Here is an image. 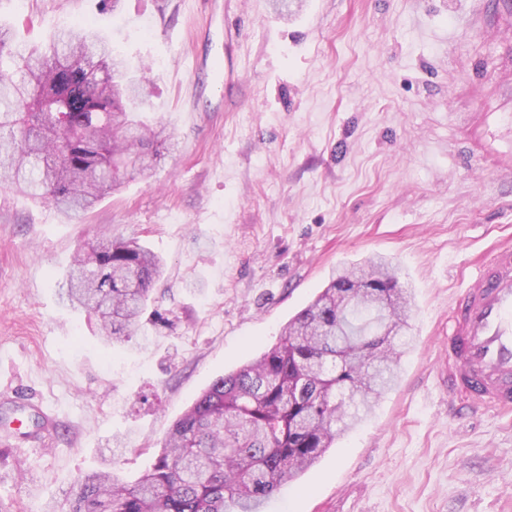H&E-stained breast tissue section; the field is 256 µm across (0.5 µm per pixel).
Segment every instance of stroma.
<instances>
[{
    "label": "stroma",
    "instance_id": "obj_1",
    "mask_svg": "<svg viewBox=\"0 0 512 512\" xmlns=\"http://www.w3.org/2000/svg\"><path fill=\"white\" fill-rule=\"evenodd\" d=\"M0 0L17 42L102 31L150 76L176 151L76 217L0 188V512L64 506L75 479L131 483L218 376L258 358L339 266L381 255L415 340L369 420L263 512H512V413H448V317L512 245V0ZM207 68L190 71L193 58ZM112 236L164 262L137 340L103 344L60 298Z\"/></svg>",
    "mask_w": 512,
    "mask_h": 512
}]
</instances>
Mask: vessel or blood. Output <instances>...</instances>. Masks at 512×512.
<instances>
[{"label": "vessel or blood", "mask_w": 512, "mask_h": 512, "mask_svg": "<svg viewBox=\"0 0 512 512\" xmlns=\"http://www.w3.org/2000/svg\"><path fill=\"white\" fill-rule=\"evenodd\" d=\"M512 411V248L493 249L448 329V403Z\"/></svg>", "instance_id": "vessel-or-blood-1"}]
</instances>
